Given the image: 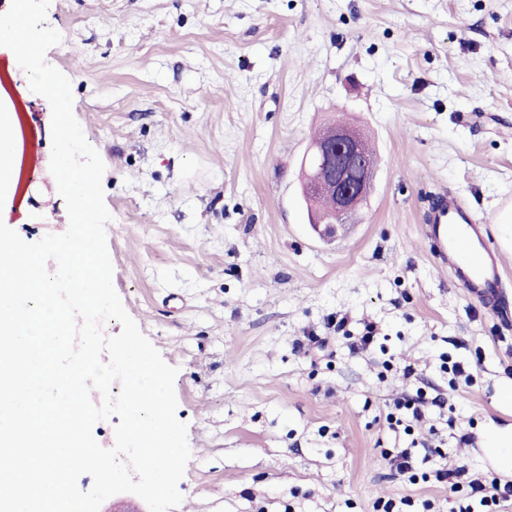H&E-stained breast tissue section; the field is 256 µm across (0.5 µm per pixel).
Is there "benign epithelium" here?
<instances>
[{
    "label": "benign epithelium",
    "mask_w": 512,
    "mask_h": 512,
    "mask_svg": "<svg viewBox=\"0 0 512 512\" xmlns=\"http://www.w3.org/2000/svg\"><path fill=\"white\" fill-rule=\"evenodd\" d=\"M362 141L357 128L335 120L325 136L308 149L318 168L305 182L307 196L334 199L332 215L313 216L311 229L317 236L336 238L370 192L373 162L361 152Z\"/></svg>",
    "instance_id": "benign-epithelium-1"
}]
</instances>
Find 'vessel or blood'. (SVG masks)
<instances>
[{
    "label": "vessel or blood",
    "mask_w": 512,
    "mask_h": 512,
    "mask_svg": "<svg viewBox=\"0 0 512 512\" xmlns=\"http://www.w3.org/2000/svg\"><path fill=\"white\" fill-rule=\"evenodd\" d=\"M424 234L469 296L495 304L503 292V267L466 205L453 196L443 198L430 210Z\"/></svg>",
    "instance_id": "b4317fda"
}]
</instances>
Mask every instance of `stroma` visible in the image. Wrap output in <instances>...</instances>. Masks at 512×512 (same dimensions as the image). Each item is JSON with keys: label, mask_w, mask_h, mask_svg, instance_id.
Segmentation results:
<instances>
[{"label": "stroma", "mask_w": 512, "mask_h": 512, "mask_svg": "<svg viewBox=\"0 0 512 512\" xmlns=\"http://www.w3.org/2000/svg\"><path fill=\"white\" fill-rule=\"evenodd\" d=\"M46 24L61 40L45 61L105 164L113 287L178 369L175 512H458L466 491L381 453L412 448L423 472L436 448L485 475L512 436V251L492 314L422 232L440 194L481 221L512 199V0H50ZM0 102L23 137L0 220L27 242L64 233L51 108L3 46ZM333 117L378 165L325 243L299 170ZM419 396L421 420L391 429ZM384 459L389 462L396 473L402 476L410 474L408 476L409 479L415 481L416 474L414 473V470H416V467L413 464L410 448H394V450L385 449Z\"/></svg>", "instance_id": "stroma-1"}]
</instances>
